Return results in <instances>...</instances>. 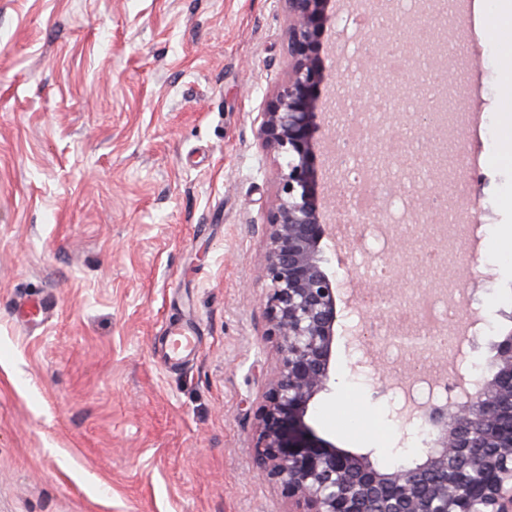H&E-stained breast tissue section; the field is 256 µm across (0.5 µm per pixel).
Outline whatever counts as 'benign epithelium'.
<instances>
[{
	"label": "benign epithelium",
	"mask_w": 512,
	"mask_h": 512,
	"mask_svg": "<svg viewBox=\"0 0 512 512\" xmlns=\"http://www.w3.org/2000/svg\"><path fill=\"white\" fill-rule=\"evenodd\" d=\"M283 2L288 79L259 114L263 144L283 164L263 231L261 305L276 363L254 412L253 472L280 490L289 512H512V330L494 346L492 377L474 378L472 396L459 398L453 381L441 405L392 411L403 436L417 428L426 434L414 461L381 468L366 454L336 448L305 421L332 382L342 283L320 249L324 225L312 162L327 0ZM405 121L420 135H438L428 110Z\"/></svg>",
	"instance_id": "obj_1"
}]
</instances>
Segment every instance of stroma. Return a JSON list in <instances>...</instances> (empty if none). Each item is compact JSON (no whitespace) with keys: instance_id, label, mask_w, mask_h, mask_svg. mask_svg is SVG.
I'll return each instance as SVG.
<instances>
[{"instance_id":"35a3bbf8","label":"stroma","mask_w":512,"mask_h":512,"mask_svg":"<svg viewBox=\"0 0 512 512\" xmlns=\"http://www.w3.org/2000/svg\"><path fill=\"white\" fill-rule=\"evenodd\" d=\"M435 52L467 119L448 140V177L390 170L385 198L445 199L475 224L453 272L404 264L390 283L363 277L364 227L339 231L352 191L333 179L328 110L351 120L362 102L344 79L389 96L394 86L357 50L380 49L396 21L342 27L351 0H329L319 55L313 164L328 200L321 247L345 281L336 381L306 416L337 448L390 465L400 432L391 410L426 401L436 377L482 374L512 326V85L498 40H479L471 14L436 0ZM283 0H0V512H288L281 492L252 478L253 412L275 367L259 279L262 226L277 162L258 114L288 75ZM389 228L395 256L434 230L420 207ZM462 281L470 301L452 328L462 351L393 355L357 346L346 329L397 334L366 318L359 292L432 294ZM44 313L29 324L24 310ZM183 325L195 351L172 363L167 331ZM378 366L375 395L352 365Z\"/></svg>"}]
</instances>
